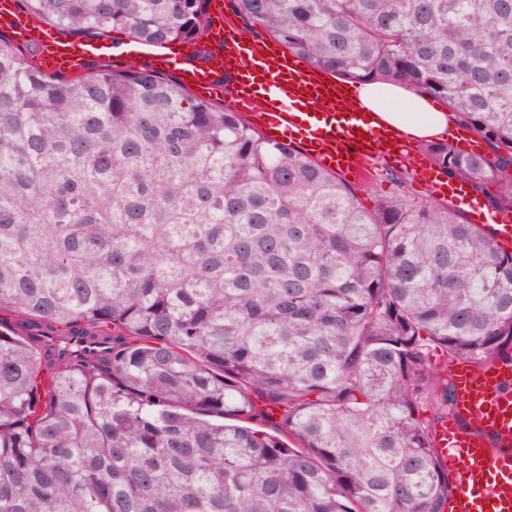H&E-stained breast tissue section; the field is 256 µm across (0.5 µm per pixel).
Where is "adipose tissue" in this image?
I'll list each match as a JSON object with an SVG mask.
<instances>
[{"label": "adipose tissue", "instance_id": "obj_1", "mask_svg": "<svg viewBox=\"0 0 512 512\" xmlns=\"http://www.w3.org/2000/svg\"><path fill=\"white\" fill-rule=\"evenodd\" d=\"M358 103L368 118L393 128L413 144L438 140L458 121L457 115L446 107L430 105L427 99L392 85L361 86Z\"/></svg>", "mask_w": 512, "mask_h": 512}]
</instances>
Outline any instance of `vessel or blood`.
I'll return each mask as SVG.
<instances>
[{
  "label": "vessel or blood",
  "mask_w": 512,
  "mask_h": 512,
  "mask_svg": "<svg viewBox=\"0 0 512 512\" xmlns=\"http://www.w3.org/2000/svg\"><path fill=\"white\" fill-rule=\"evenodd\" d=\"M208 8L223 45L202 53L182 43L178 56H155L153 70L168 72L175 58H182L181 75L198 94L223 100L231 110H249L264 134L287 136L319 165L343 176L361 177L375 155L405 156L407 146L397 134L366 122L357 111L353 86L314 69L275 41L241 40L222 0H209ZM0 30L16 42L40 45L38 65L46 72H70L99 51L93 42L64 39L36 25L16 0H0ZM419 168L428 187L466 210L473 223L490 225L502 248L512 247V214L485 209L466 183L440 181L430 164ZM451 373L456 414L437 430L438 452L452 483L448 512H512V364L458 361Z\"/></svg>",
  "instance_id": "1"
}]
</instances>
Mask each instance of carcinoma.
Returning <instances> with one entry per match:
<instances>
[{
    "label": "carcinoma",
    "instance_id": "obj_1",
    "mask_svg": "<svg viewBox=\"0 0 512 512\" xmlns=\"http://www.w3.org/2000/svg\"><path fill=\"white\" fill-rule=\"evenodd\" d=\"M16 2L79 40L209 26ZM236 2L313 68L445 103L494 156L426 155L512 208V0ZM34 57L0 35V512H447L448 362H512V252L406 191L366 210L169 75Z\"/></svg>",
    "mask_w": 512,
    "mask_h": 512
}]
</instances>
